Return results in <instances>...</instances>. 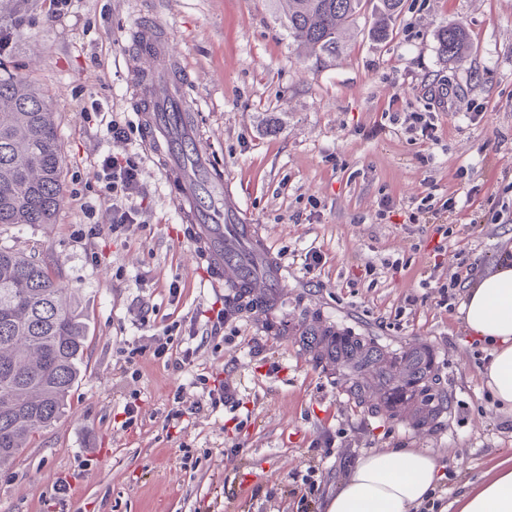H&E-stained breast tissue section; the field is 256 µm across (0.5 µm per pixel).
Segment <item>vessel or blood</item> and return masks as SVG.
<instances>
[{"label":"vessel or blood","instance_id":"b4317fda","mask_svg":"<svg viewBox=\"0 0 512 512\" xmlns=\"http://www.w3.org/2000/svg\"><path fill=\"white\" fill-rule=\"evenodd\" d=\"M130 38L126 92L138 103L143 140L171 185L178 218L194 225L198 246L211 260L213 286L244 282L270 294L282 284V269L265 254L260 228L240 221L232 184L214 163L197 111L182 97L189 72L171 50L169 29L145 9Z\"/></svg>","mask_w":512,"mask_h":512}]
</instances>
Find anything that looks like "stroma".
<instances>
[{
    "instance_id": "stroma-1",
    "label": "stroma",
    "mask_w": 512,
    "mask_h": 512,
    "mask_svg": "<svg viewBox=\"0 0 512 512\" xmlns=\"http://www.w3.org/2000/svg\"><path fill=\"white\" fill-rule=\"evenodd\" d=\"M140 2L75 0V18L62 22L49 0H0V29L13 37L0 77L26 78L50 102L63 189L55 223L0 226V245L50 266L88 336L64 412L0 469V512H320L356 460L382 448L446 457L436 492L453 501L512 456V412L486 386L489 348L470 337L458 308L439 303L458 240L475 273L512 252V223H492L487 205L512 212V0H401L389 39L374 36L369 11L339 54L318 60L291 44L278 0H151L190 71L184 95L200 109L216 162L283 264L279 333L259 309L228 310V291L212 287L210 259L141 136L112 142L82 115L96 100L135 120L123 54ZM446 25L470 38L462 61L437 52ZM424 111L435 137L417 144L391 120ZM107 152L142 167L143 226L128 237L107 231L110 203L91 174ZM429 193L464 203L465 224L409 223ZM82 198L98 202L99 228L86 224ZM386 202L393 211L382 220ZM312 247L325 263L307 275L298 256ZM215 309L224 312L216 334ZM144 313L160 328L182 322L174 337L194 351L187 371L147 350ZM327 326L400 355L427 344L451 409L423 428L408 413L359 406L344 377L302 344ZM131 344L140 352L130 361ZM200 373L233 388L234 401L171 421L175 392L194 406ZM129 401L137 414L127 427ZM61 478L70 484L63 508L53 489Z\"/></svg>"
}]
</instances>
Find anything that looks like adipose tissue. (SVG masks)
Returning a JSON list of instances; mask_svg holds the SVG:
<instances>
[{
  "mask_svg": "<svg viewBox=\"0 0 512 512\" xmlns=\"http://www.w3.org/2000/svg\"><path fill=\"white\" fill-rule=\"evenodd\" d=\"M464 323L476 340L492 347L486 383L496 401L512 409V259L501 258L465 292ZM446 464L417 448H385L361 456L324 503V512H419ZM454 512H512V456L471 484Z\"/></svg>",
  "mask_w": 512,
  "mask_h": 512,
  "instance_id": "ef3b65f1",
  "label": "adipose tissue"
}]
</instances>
